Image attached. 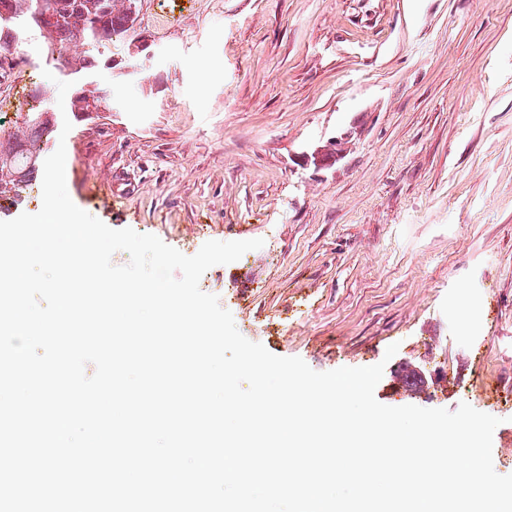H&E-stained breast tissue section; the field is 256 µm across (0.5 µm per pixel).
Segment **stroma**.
<instances>
[{
    "instance_id": "1",
    "label": "stroma",
    "mask_w": 512,
    "mask_h": 512,
    "mask_svg": "<svg viewBox=\"0 0 512 512\" xmlns=\"http://www.w3.org/2000/svg\"><path fill=\"white\" fill-rule=\"evenodd\" d=\"M22 39L0 113L33 95L62 122ZM70 55L91 65L67 99L107 91L66 138L79 208L187 256L263 239L200 280L245 338L319 372L384 363L387 406L500 418L512 474V0H139ZM345 132L333 166L299 165Z\"/></svg>"
}]
</instances>
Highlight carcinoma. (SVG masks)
Listing matches in <instances>:
<instances>
[{
    "mask_svg": "<svg viewBox=\"0 0 512 512\" xmlns=\"http://www.w3.org/2000/svg\"><path fill=\"white\" fill-rule=\"evenodd\" d=\"M118 9L115 0H0V45H15L16 35L36 29L46 50L62 52L70 44L85 40L104 44L130 28L131 4ZM107 96L90 90L73 102L83 113ZM28 135L5 148L0 144V199L21 201L27 183L39 171L43 136L53 132L54 118L48 112H28L23 117Z\"/></svg>",
    "mask_w": 512,
    "mask_h": 512,
    "instance_id": "obj_1",
    "label": "carcinoma"
}]
</instances>
